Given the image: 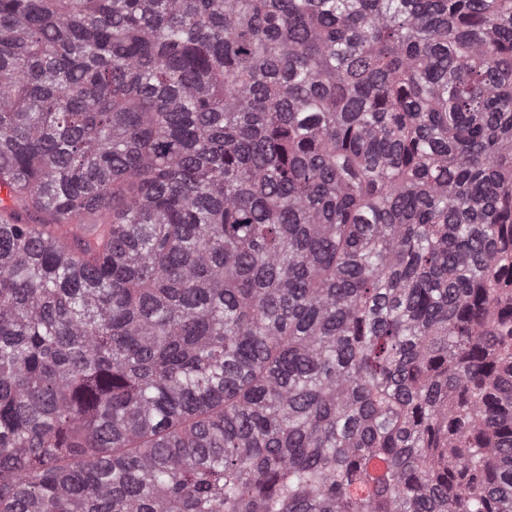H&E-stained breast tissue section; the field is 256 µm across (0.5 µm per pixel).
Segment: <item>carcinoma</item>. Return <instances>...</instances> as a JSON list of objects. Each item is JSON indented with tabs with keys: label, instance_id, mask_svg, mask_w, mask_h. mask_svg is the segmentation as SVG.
Returning <instances> with one entry per match:
<instances>
[{
	"label": "carcinoma",
	"instance_id": "obj_1",
	"mask_svg": "<svg viewBox=\"0 0 512 512\" xmlns=\"http://www.w3.org/2000/svg\"><path fill=\"white\" fill-rule=\"evenodd\" d=\"M0 512H512V0H0Z\"/></svg>",
	"mask_w": 512,
	"mask_h": 512
}]
</instances>
